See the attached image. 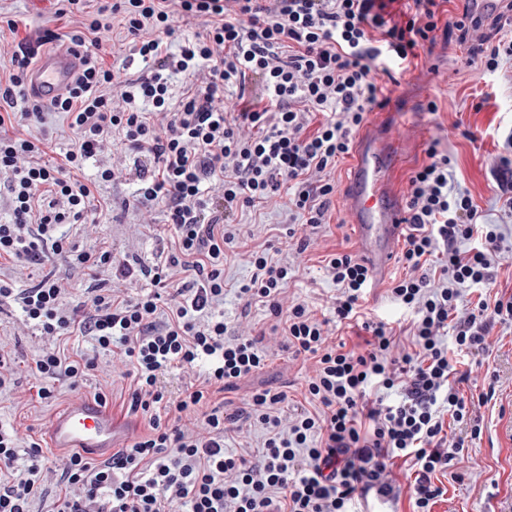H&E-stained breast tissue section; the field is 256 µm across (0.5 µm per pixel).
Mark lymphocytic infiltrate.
I'll list each match as a JSON object with an SVG mask.
<instances>
[{"label": "lymphocytic infiltrate", "mask_w": 512, "mask_h": 512, "mask_svg": "<svg viewBox=\"0 0 512 512\" xmlns=\"http://www.w3.org/2000/svg\"><path fill=\"white\" fill-rule=\"evenodd\" d=\"M55 13L73 21L69 40L83 54V69L64 96L43 104L26 89V74L41 48L56 40L44 30L23 41L12 70L0 83V181L12 196L13 216L0 224V258L24 265L41 261L40 245L97 277L141 274L150 289L132 297L93 289L82 302L66 301L70 283L44 277L28 288L0 282V305L18 304L45 346L34 359L38 384L25 387L10 359L0 354V388L16 407L76 388L89 373L129 382L130 409L148 422L147 433L98 463L71 451L46 458L38 441H21L0 426V512H31L37 494L60 487L51 512H349L357 492L395 498L393 472L402 462L414 477L410 512H434L447 472L464 448L451 439L446 418H481L451 376L452 350L488 347L494 322H512V296L479 300L457 315L463 290L487 288L502 251L496 225L479 221L476 204L456 186L452 158L432 140L427 160L409 179V218L399 261L404 277L389 293L409 315L408 348L396 329L365 318L363 302L372 274L359 257L334 252L324 268L337 286L333 318L320 319L300 300H289V268L269 251L252 252L254 268L239 289L246 304H261L294 357L313 364L305 406L284 415L288 395L255 389L243 406L213 403L267 365L265 332L226 338L223 315L224 225L237 209L271 200L281 187L291 220L317 228L327 221L336 193V163L369 112L384 107L374 72L391 65L388 79L406 71L431 46L449 0H52ZM204 20L182 37L181 25ZM120 26L143 64L136 78L104 63L100 34ZM469 62L485 74L512 59V0L494 16L498 39L462 13L454 22ZM191 79L172 106V75ZM259 79L262 96L238 112L224 107L226 91L246 95ZM120 89L113 98L112 89ZM65 114L76 133L62 162L39 163L48 142L47 112ZM319 115L314 131L305 117ZM22 134L4 135L5 125ZM124 135L132 169L101 166L93 180L78 177L103 153L113 131ZM134 174L133 201L163 206L176 251L165 261L134 269L106 251L81 250L56 236L58 226L83 224L94 193ZM181 268L196 285H174ZM361 322L360 345L333 340L331 323ZM90 337L93 356H71L63 336ZM453 336L454 345L445 343ZM180 373L182 389L166 396L163 380ZM399 401H392V394ZM259 423L265 431L254 454L228 451V432Z\"/></svg>", "instance_id": "f902f5d3"}]
</instances>
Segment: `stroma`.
Masks as SVG:
<instances>
[{"mask_svg":"<svg viewBox=\"0 0 512 512\" xmlns=\"http://www.w3.org/2000/svg\"><path fill=\"white\" fill-rule=\"evenodd\" d=\"M0 14L17 23L16 31L0 32V76L8 75L11 58L19 40L37 37L44 28L67 34L68 19L55 18L49 0H0ZM468 48L456 39L455 32H438L431 49L422 51L417 65L406 72L397 86L389 91L390 102L370 112V119L394 129H409L412 139L400 152L402 161L393 173L400 193H407L409 177L427 159L426 149L439 140L455 164V178L478 207L480 221L497 225L504 235L507 251L495 270L494 284L483 291L467 290L460 311L472 308L479 299L512 293V219L506 218L498 201L496 167L502 151L499 131L512 127V62H504L496 75L484 76L467 62ZM436 74H429L430 66ZM436 101L437 114L426 113L428 101ZM135 189L133 180L122 178L104 191L107 205L94 206V225L76 226L69 235L76 246L107 251L113 257L127 258L140 265L165 260L171 252L170 230L161 208L135 207L131 204ZM287 193L272 200L238 210L229 226L235 239L226 245L224 264V302L220 309L228 333L232 336L253 334L269 328L270 321L261 305L244 308L236 290L247 283L253 273L248 261L250 251L273 247L282 262L288 263V293L306 300L317 314H330L335 283L323 270L324 257L332 252H355L354 232L347 222L341 196H333L329 212L331 221L318 230L299 224L294 238H287ZM308 240L305 252H297L298 240ZM68 279L74 300H83L91 281L84 271L70 267L44 247L38 265L19 270L11 260L0 259V279L27 288L44 276ZM490 347L479 354L461 352L457 368L468 373L460 383L465 398L480 402L482 432L472 438L471 428L451 423L449 435L464 439L453 472L463 474V481L444 478L447 498L438 502L434 512H512V323H495L488 336ZM266 368L258 375L242 381L225 400L242 404L259 387L286 391L289 405L303 403L305 380L310 364L293 359L283 350L279 340H272ZM43 341L37 331L26 325L18 305L0 307V353L14 362L15 376L20 382L33 378L35 356ZM103 385L98 375H87L76 390L61 388L50 402L33 401L23 409L14 408L8 392H0V425L11 427L27 439L44 443V456H52L47 447V428L52 415L71 398L73 392L96 394Z\"/></svg>","mask_w":512,"mask_h":512,"instance_id":"1","label":"stroma"}]
</instances>
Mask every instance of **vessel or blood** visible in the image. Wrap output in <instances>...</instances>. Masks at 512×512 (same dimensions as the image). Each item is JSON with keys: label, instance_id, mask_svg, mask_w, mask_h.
Segmentation results:
<instances>
[{"label": "vessel or blood", "instance_id": "vessel-or-blood-1", "mask_svg": "<svg viewBox=\"0 0 512 512\" xmlns=\"http://www.w3.org/2000/svg\"><path fill=\"white\" fill-rule=\"evenodd\" d=\"M80 68L78 49L70 41H58L31 67L28 90L44 101L54 100L68 90ZM394 137L393 130L381 126L361 134L344 196L358 251L378 282L390 270L405 219L401 196L389 182L399 162ZM122 432L111 412L95 398L76 395L52 417L48 440L54 448L108 455Z\"/></svg>", "mask_w": 512, "mask_h": 512}]
</instances>
